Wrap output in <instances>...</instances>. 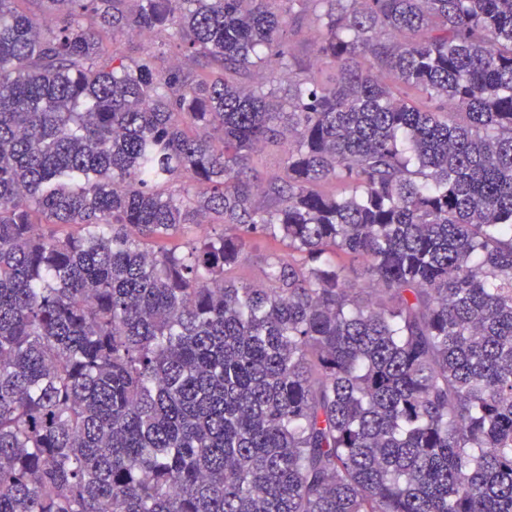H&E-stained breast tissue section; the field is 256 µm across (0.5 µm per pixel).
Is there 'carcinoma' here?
Instances as JSON below:
<instances>
[{
  "instance_id": "cac0c4a2",
  "label": "carcinoma",
  "mask_w": 512,
  "mask_h": 512,
  "mask_svg": "<svg viewBox=\"0 0 512 512\" xmlns=\"http://www.w3.org/2000/svg\"><path fill=\"white\" fill-rule=\"evenodd\" d=\"M20 2L0 512H512V0ZM283 158L282 146L264 148L254 156V166L258 174L266 179L281 172ZM277 250L280 254H287L288 249L282 242L275 243L268 239H257L248 249L244 260L234 268L225 272L224 278L234 283L236 286H256L264 285V270L266 268V258L272 252Z\"/></svg>"
}]
</instances>
